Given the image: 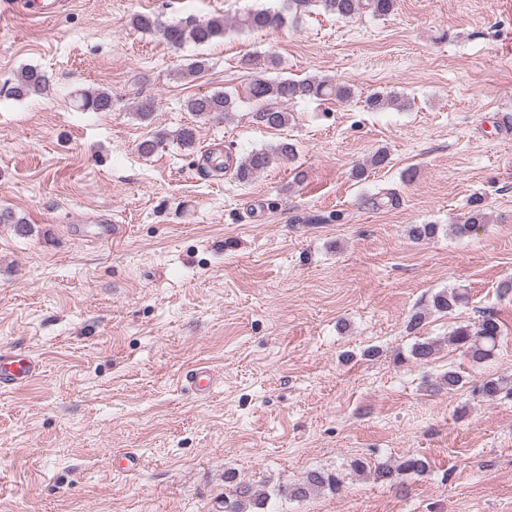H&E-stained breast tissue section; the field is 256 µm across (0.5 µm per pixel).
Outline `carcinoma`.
<instances>
[{"label": "carcinoma", "instance_id": "cac0c4a2", "mask_svg": "<svg viewBox=\"0 0 512 512\" xmlns=\"http://www.w3.org/2000/svg\"><path fill=\"white\" fill-rule=\"evenodd\" d=\"M318 4L328 13L342 19H352L364 13L374 17H385L391 14L396 0H283L279 10L256 9L249 10L229 23L222 16L211 17L207 20H197L192 17L181 18L170 22L159 19L151 13H140L130 19V26L136 31L158 35L167 45L180 48L187 43L204 44L216 38H222L228 27L240 31H264L282 28L290 14L301 12L313 4ZM245 65L252 70L247 85V97L256 103L252 119L258 125L267 129L281 130L288 126L292 114L288 105L299 100H343L351 97V89L327 78H271L268 70L276 66L272 56L264 60L250 58ZM50 87V79L42 70L29 66L22 68L14 78L11 93L16 97H31L44 95ZM76 107L83 111L106 112L112 110V93L107 90L86 91L78 94ZM237 98L227 92L200 94L186 101V109L199 117L230 118L237 111ZM168 138L162 130L152 133L143 140L138 150L143 155L152 154L159 145ZM295 157L294 144L283 140L269 148H260L250 152L235 168V180L240 184L251 182L254 177L269 168L275 161ZM227 169L224 161L214 154L204 158L201 171L207 177H220ZM489 214L480 208L470 210L463 221L455 225V231L464 235L477 224H486ZM438 233L436 224H412L408 228L411 240L419 242L431 239ZM464 294L456 289H446L432 297V310L444 316L451 315L463 302ZM502 328L500 320L493 314L482 316V319L471 323L456 324L448 334V345L467 357L470 362L480 364L491 359L497 350ZM438 351V343L425 339L416 342L410 357L419 363H427ZM436 386L450 392L464 386V377L455 368L450 367L436 380ZM474 393L488 401H494L502 394L512 395V384L502 378L488 377L474 387ZM426 470V462L413 455L403 456L391 462H379L374 465L375 478L389 483H396L404 477L420 475ZM343 480L340 474L329 471L312 470L303 479L292 486L277 490V495L283 497H304L310 491L328 488L339 491ZM268 500V495L253 489L246 483L236 484L234 494L220 500L222 512H262Z\"/></svg>", "mask_w": 512, "mask_h": 512}]
</instances>
